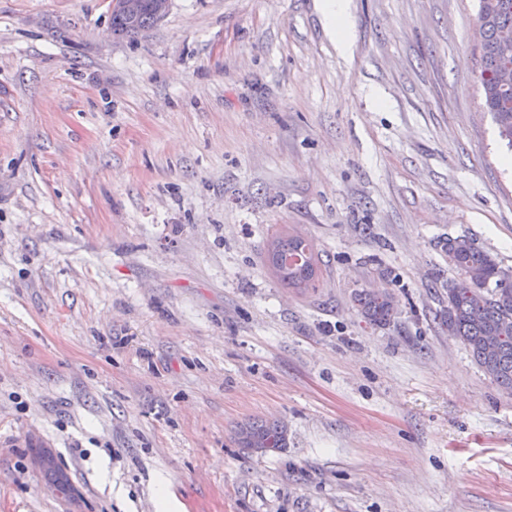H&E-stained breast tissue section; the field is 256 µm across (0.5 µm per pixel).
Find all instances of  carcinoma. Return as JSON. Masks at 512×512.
I'll return each mask as SVG.
<instances>
[{
    "instance_id": "cac0c4a2",
    "label": "carcinoma",
    "mask_w": 512,
    "mask_h": 512,
    "mask_svg": "<svg viewBox=\"0 0 512 512\" xmlns=\"http://www.w3.org/2000/svg\"><path fill=\"white\" fill-rule=\"evenodd\" d=\"M477 20L483 22L480 42L481 86L486 111L497 126L498 136L512 149V87L496 81L500 66L512 64V49L498 41L499 31L512 28V0H479ZM112 32L120 37L135 38L160 22L150 9L135 21L122 13L111 15ZM449 265L460 277L442 284L448 293V308L440 315L448 334L470 353L475 364L503 391L512 393V288L499 282L501 266L488 252L475 247L465 238H450L443 245ZM312 254V244L300 235L277 234L270 241L265 262L278 280L290 288H314L319 280L321 260H312L311 268L296 263ZM480 293V305L471 295ZM353 300L369 323L389 326L395 323L397 303L392 293L357 291ZM235 440L241 448H283L286 431L278 422L250 421L239 426Z\"/></svg>"
}]
</instances>
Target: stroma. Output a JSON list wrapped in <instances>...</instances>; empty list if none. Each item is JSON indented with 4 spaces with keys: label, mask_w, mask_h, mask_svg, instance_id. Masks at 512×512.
Wrapping results in <instances>:
<instances>
[{
    "label": "stroma",
    "mask_w": 512,
    "mask_h": 512,
    "mask_svg": "<svg viewBox=\"0 0 512 512\" xmlns=\"http://www.w3.org/2000/svg\"><path fill=\"white\" fill-rule=\"evenodd\" d=\"M316 2L0 0V512H512V396L434 318L443 238L512 269L478 0H350L347 56ZM111 21L113 34L120 37L135 38L161 20L149 8H146L142 15L133 22L129 21L122 13L112 10ZM312 247L300 235L277 234L268 245L265 262L278 280L289 288H314L320 277L321 260L318 253L315 260ZM307 254L312 262L310 269L296 263L298 258H307ZM353 300L369 323L377 326L395 325L397 303L389 291L369 293L357 291ZM235 440L240 448H284L286 431L278 422L250 421L239 426Z\"/></svg>",
    "instance_id": "obj_1"
}]
</instances>
